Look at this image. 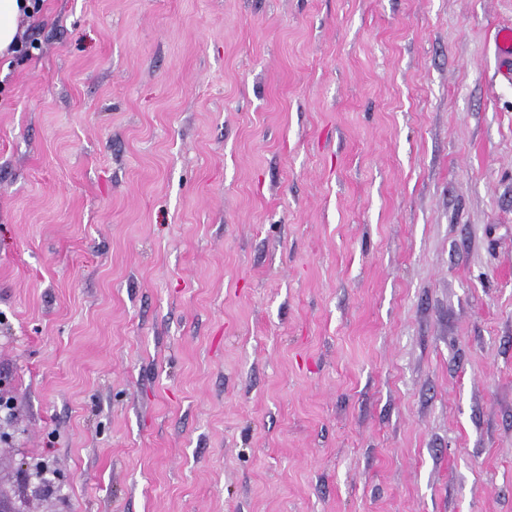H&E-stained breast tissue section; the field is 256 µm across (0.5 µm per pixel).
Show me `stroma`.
<instances>
[{
	"label": "stroma",
	"mask_w": 512,
	"mask_h": 512,
	"mask_svg": "<svg viewBox=\"0 0 512 512\" xmlns=\"http://www.w3.org/2000/svg\"><path fill=\"white\" fill-rule=\"evenodd\" d=\"M512 0H44L0 58V496L512 512Z\"/></svg>",
	"instance_id": "obj_1"
}]
</instances>
